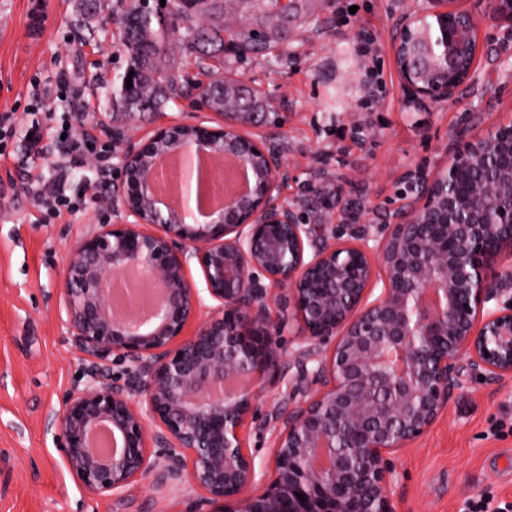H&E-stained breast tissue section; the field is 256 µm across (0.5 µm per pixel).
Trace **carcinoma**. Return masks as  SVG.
<instances>
[{
    "label": "carcinoma",
    "instance_id": "carcinoma-1",
    "mask_svg": "<svg viewBox=\"0 0 512 512\" xmlns=\"http://www.w3.org/2000/svg\"><path fill=\"white\" fill-rule=\"evenodd\" d=\"M169 14L186 25L189 41L175 37L174 31L165 26L164 20L154 15L149 0H116L110 20L120 30V44L128 58L127 70L112 81L106 92V103L114 112H155L175 93L177 84L173 76L162 68V61L169 55L171 46L192 44L202 38L213 45L224 42V27L215 25L204 28L198 24L211 13L207 0H169ZM133 77H128V73ZM133 86L126 88V79ZM205 105L222 112L233 97L239 98L242 112H254L257 102L239 96L240 90L221 78H212L197 84Z\"/></svg>",
    "mask_w": 512,
    "mask_h": 512
}]
</instances>
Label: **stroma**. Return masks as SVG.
<instances>
[{"label": "stroma", "mask_w": 512, "mask_h": 512, "mask_svg": "<svg viewBox=\"0 0 512 512\" xmlns=\"http://www.w3.org/2000/svg\"><path fill=\"white\" fill-rule=\"evenodd\" d=\"M417 0H300L281 11L271 0H223L208 24H223L230 41L182 51L171 63L178 82L200 65L224 63L223 76L258 96L263 111L283 116L280 127L246 125L243 135L270 138L288 175L280 199L325 233L376 222L398 211L411 175L448 162L458 136L485 133L512 119V27L488 17L480 0H461L478 21L477 83L450 102L413 101L394 63L391 38ZM115 24L83 20L79 0H0V111L53 113L62 122L73 96L90 100L85 119L97 148L120 160L127 143L147 140L165 124L216 125L221 115L184 94L160 112H115L105 92L126 60ZM70 83L43 105L30 97L34 81ZM65 176L70 193L84 192L74 212L45 218L32 204L31 178ZM112 183L99 187L93 169L53 167L30 152L22 136L0 153V512H213L190 481L156 484L137 478L117 496L87 494L69 474L50 421L65 396L83 388L95 368L71 343L60 288L67 258L94 224L121 220ZM260 416L243 438L259 472L252 494L274 472L279 430L273 411H288L320 387L291 366L262 379ZM512 379L466 382L428 431L394 457L390 487L397 512H460L466 498L493 488L512 502Z\"/></svg>", "instance_id": "1"}]
</instances>
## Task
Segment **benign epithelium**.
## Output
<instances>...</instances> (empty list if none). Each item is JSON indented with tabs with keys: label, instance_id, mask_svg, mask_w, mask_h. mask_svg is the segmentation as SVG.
Instances as JSON below:
<instances>
[{
	"label": "benign epithelium",
	"instance_id": "obj_1",
	"mask_svg": "<svg viewBox=\"0 0 512 512\" xmlns=\"http://www.w3.org/2000/svg\"><path fill=\"white\" fill-rule=\"evenodd\" d=\"M476 43L473 12L423 0L400 17L391 47L413 100L449 102L476 81L465 63ZM267 119L226 111L217 127L163 125L129 146L115 189L121 222L98 225L68 258L61 293L75 346L97 365L129 363L126 383L71 392L55 421L65 466L92 496L154 472L161 483L189 479L224 512H395L391 458L448 409L461 363L488 382L512 377V120L419 174L418 195L371 247L357 230L316 234L279 200L281 153L238 130ZM174 154L230 155L250 187L201 222L156 193L157 163ZM193 259L201 290L188 278ZM122 273L153 286L143 318L113 302L108 285ZM276 289L301 323L298 365L332 346L317 360L320 389L275 414L274 478L248 496L256 468L242 431L258 394L227 383L285 371L272 342ZM104 427L118 451L96 448Z\"/></svg>",
	"mask_w": 512,
	"mask_h": 512
}]
</instances>
